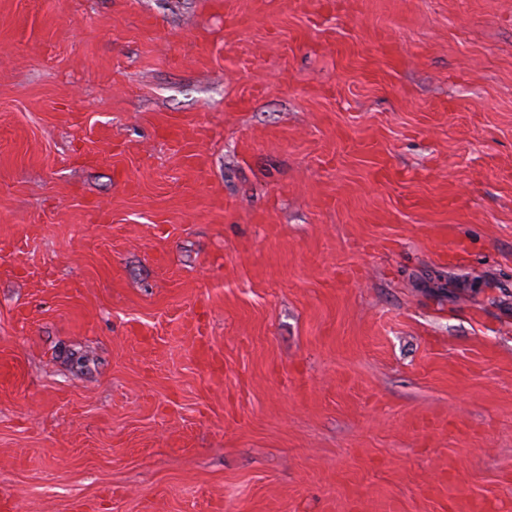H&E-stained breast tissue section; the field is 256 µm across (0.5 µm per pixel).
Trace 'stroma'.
<instances>
[{
    "label": "stroma",
    "mask_w": 512,
    "mask_h": 512,
    "mask_svg": "<svg viewBox=\"0 0 512 512\" xmlns=\"http://www.w3.org/2000/svg\"><path fill=\"white\" fill-rule=\"evenodd\" d=\"M1 495L512 512V0H0Z\"/></svg>",
    "instance_id": "stroma-1"
}]
</instances>
